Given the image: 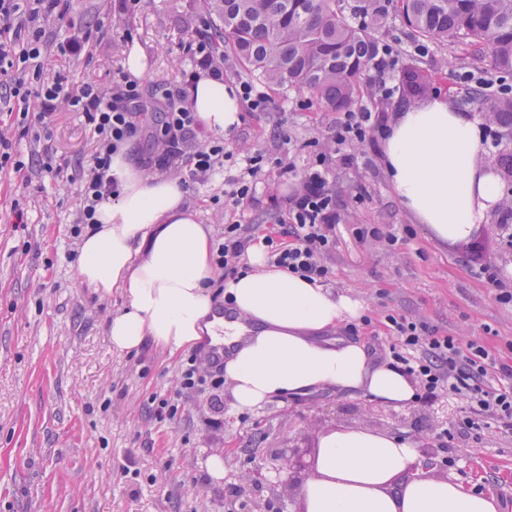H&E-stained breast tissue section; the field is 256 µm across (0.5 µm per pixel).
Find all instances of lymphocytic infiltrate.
<instances>
[{
	"mask_svg": "<svg viewBox=\"0 0 512 512\" xmlns=\"http://www.w3.org/2000/svg\"><path fill=\"white\" fill-rule=\"evenodd\" d=\"M66 10L65 0H0V74L9 79L0 94V109L34 116L44 128L60 107L82 115L93 134L94 151L81 177L82 207L73 226L78 234L92 225L97 206L117 192L111 175L112 157L143 131L138 121L142 90L122 73L113 75L106 92L93 83L75 92L66 78L45 76L41 59L53 46L45 22L63 17ZM154 123L159 132V169L171 168L186 156L191 163V180L202 182L223 163V140L197 143L198 120L188 108L168 104L155 114ZM387 131V114L364 108L345 113L333 144L339 150L375 140ZM325 160V153L317 154L312 166L299 175L297 192L287 200L285 232L293 237V244L278 242L269 251L271 265L321 284L332 277L326 257L335 246L333 229L337 222L336 199ZM251 237L247 225H225L215 255V265L225 276L238 274ZM384 326L392 339L390 357L417 382L421 405L432 404L442 396L459 397L466 405L453 424L458 433L481 430L489 416L501 430L512 431V366L497 363L477 341L460 344L456 337L436 335L423 320L398 312L387 313Z\"/></svg>",
	"mask_w": 512,
	"mask_h": 512,
	"instance_id": "obj_1",
	"label": "lymphocytic infiltrate"
}]
</instances>
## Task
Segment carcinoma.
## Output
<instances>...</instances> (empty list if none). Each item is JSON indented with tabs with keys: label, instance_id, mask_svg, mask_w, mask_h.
I'll return each mask as SVG.
<instances>
[{
	"label": "carcinoma",
	"instance_id": "carcinoma-1",
	"mask_svg": "<svg viewBox=\"0 0 512 512\" xmlns=\"http://www.w3.org/2000/svg\"><path fill=\"white\" fill-rule=\"evenodd\" d=\"M218 24L211 39L273 90L307 93L330 112L352 107L364 94L362 77L375 65L376 34L389 8L398 10L422 38L464 45L495 69L512 73V0H206ZM424 76L406 73V95L418 101ZM494 126L512 131V98L483 108Z\"/></svg>",
	"mask_w": 512,
	"mask_h": 512
}]
</instances>
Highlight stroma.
Masks as SVG:
<instances>
[{"label":"stroma","mask_w":512,"mask_h":512,"mask_svg":"<svg viewBox=\"0 0 512 512\" xmlns=\"http://www.w3.org/2000/svg\"><path fill=\"white\" fill-rule=\"evenodd\" d=\"M204 0H67L55 21V44L44 60L46 75L61 73L73 88L108 85L124 69L132 47L146 57L140 80L145 107L165 106L163 90L183 86L196 66L188 47L207 32ZM103 28L89 51L67 56L74 35ZM397 60L387 86L404 68L430 77L428 99L442 97L482 119L478 104L466 103L457 75L494 76L488 62L465 50L423 41L397 13H389L379 36ZM264 112L242 107L241 122L224 140L223 169L208 181L191 183L185 198L213 235L224 230L223 196L239 175L244 152L270 164L254 199L235 208L233 219L254 232H279L277 216L298 182L278 174V164L303 171L323 141L331 139L341 115L324 112L307 95L271 93ZM0 112V128L13 137L18 159L46 150L64 166L67 181L36 177L24 183L12 168L0 170V512H302L300 501L283 502L267 486L250 481L254 461L275 466L278 456L310 459L322 432L345 427L411 438L432 454L433 472L461 483L480 482L512 512V432L497 425L479 434L450 432L464 402L442 399L395 409L363 395L333 390L283 395L251 412L215 411L214 397L230 402L228 389L182 398L175 417L155 408L173 397L190 354L206 358L205 346L170 354L153 343L139 350L112 348L107 325L124 299L102 298L79 280L75 264L80 241L70 229L80 210V177L94 143L81 114L66 109L50 132ZM353 160L331 155L329 174L339 204L336 247L327 257L329 287L361 300L371 327L358 338L381 361L391 339L381 321L396 311L424 320L439 334L480 341L512 364V303L479 279L470 256L480 251L499 270L512 269V225L502 207L476 225L465 241L447 245L416 223L391 189L381 142L354 146ZM364 225L402 229L392 250L360 239ZM224 457V478L213 481L206 461Z\"/></svg>","instance_id":"stroma-1"}]
</instances>
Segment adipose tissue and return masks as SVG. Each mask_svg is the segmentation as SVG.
I'll use <instances>...</instances> for the list:
<instances>
[{
  "instance_id": "obj_1",
  "label": "adipose tissue",
  "mask_w": 512,
  "mask_h": 512,
  "mask_svg": "<svg viewBox=\"0 0 512 512\" xmlns=\"http://www.w3.org/2000/svg\"><path fill=\"white\" fill-rule=\"evenodd\" d=\"M187 105L217 134L240 122L237 97L205 72L193 77ZM480 144L478 122L443 99L400 110L384 142L397 198L438 241L467 239L501 198L497 177L478 162ZM112 175L118 193L97 207L76 270L100 296L122 292L107 328L115 349L147 339L172 353L206 339L232 345L224 380L236 412L324 389L396 408L414 402L412 381L373 362L365 344L329 340L362 316L361 301L269 266L260 240L248 249V270L224 283L236 309L225 318L208 293L212 229L198 222L179 181L144 173L123 151ZM315 470L299 489L305 512H501L478 486L426 473L408 438L336 428L320 436Z\"/></svg>"
}]
</instances>
